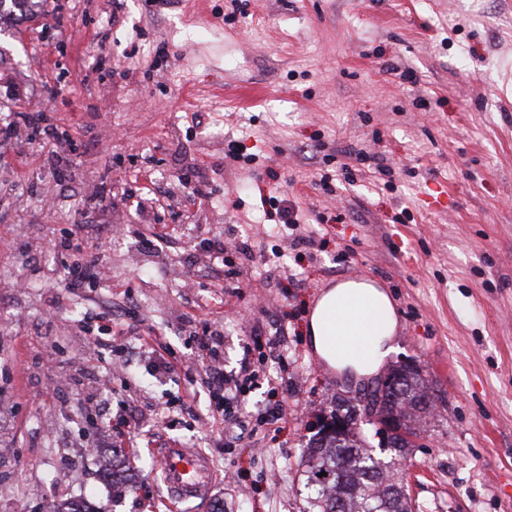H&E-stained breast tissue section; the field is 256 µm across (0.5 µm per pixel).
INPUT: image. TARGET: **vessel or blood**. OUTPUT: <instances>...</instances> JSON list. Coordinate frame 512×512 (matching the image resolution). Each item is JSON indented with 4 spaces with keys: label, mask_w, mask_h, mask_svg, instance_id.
<instances>
[{
    "label": "vessel or blood",
    "mask_w": 512,
    "mask_h": 512,
    "mask_svg": "<svg viewBox=\"0 0 512 512\" xmlns=\"http://www.w3.org/2000/svg\"><path fill=\"white\" fill-rule=\"evenodd\" d=\"M155 454L163 472L170 512H176L179 503L207 496L213 485L214 470L205 455L175 443L156 449Z\"/></svg>",
    "instance_id": "obj_1"
}]
</instances>
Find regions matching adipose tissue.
<instances>
[{"mask_svg":"<svg viewBox=\"0 0 512 512\" xmlns=\"http://www.w3.org/2000/svg\"><path fill=\"white\" fill-rule=\"evenodd\" d=\"M396 313L383 290L364 280L341 281L311 311L308 337L328 364L360 376L375 374L392 352ZM342 336H358L360 348L341 347Z\"/></svg>","mask_w":512,"mask_h":512,"instance_id":"1","label":"adipose tissue"}]
</instances>
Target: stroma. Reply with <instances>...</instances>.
<instances>
[{"label":"stroma","mask_w":512,"mask_h":512,"mask_svg":"<svg viewBox=\"0 0 512 512\" xmlns=\"http://www.w3.org/2000/svg\"><path fill=\"white\" fill-rule=\"evenodd\" d=\"M34 101L68 166L6 133ZM71 235L107 283L67 291ZM217 238L245 245L220 269ZM343 279L389 293L387 363L435 397L396 481L421 512H512V0H30L0 20V512H166L153 451L174 442L218 475L181 512H309L314 419L376 384L307 342ZM218 329L225 375H259L227 416L202 368Z\"/></svg>","instance_id":"obj_1"}]
</instances>
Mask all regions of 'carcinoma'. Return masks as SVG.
Listing matches in <instances>:
<instances>
[{"label": "carcinoma", "mask_w": 512, "mask_h": 512, "mask_svg": "<svg viewBox=\"0 0 512 512\" xmlns=\"http://www.w3.org/2000/svg\"><path fill=\"white\" fill-rule=\"evenodd\" d=\"M392 373L400 375L399 390L387 409L396 415L404 435L392 436L388 448L400 454L415 435L412 418L429 410L420 405L427 385L416 367L400 366ZM336 410L345 411V427L330 439L318 438L306 461L311 512H417L419 506L410 501L403 486L389 479L381 461L365 451V422H357L352 400L336 397Z\"/></svg>", "instance_id": "cac0c4a2"}]
</instances>
